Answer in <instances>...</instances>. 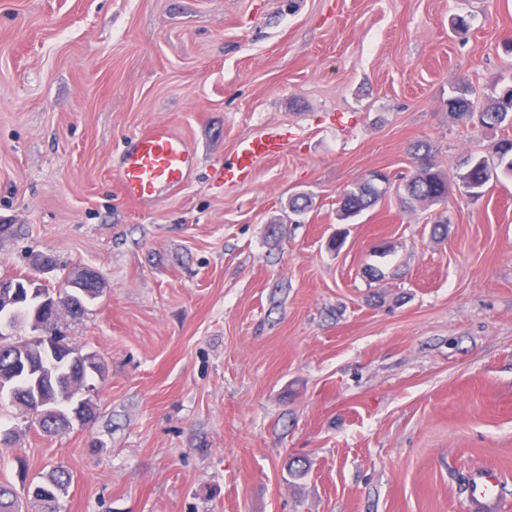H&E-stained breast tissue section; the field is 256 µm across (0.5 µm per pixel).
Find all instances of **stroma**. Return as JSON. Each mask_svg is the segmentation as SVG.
<instances>
[{"label": "stroma", "instance_id": "stroma-1", "mask_svg": "<svg viewBox=\"0 0 512 512\" xmlns=\"http://www.w3.org/2000/svg\"><path fill=\"white\" fill-rule=\"evenodd\" d=\"M508 32L512 0H0V279L98 270L60 326L106 368L86 426L0 405V481L65 467L60 512H470L487 467L512 512V175L399 192L411 144L453 176L507 135L448 97L512 86ZM158 123L199 166L139 206L110 169ZM274 130L281 155L217 181ZM373 171L391 189L342 218ZM473 94L474 89L466 80H462L454 94L448 97V111L459 119L470 117L473 114ZM85 270L86 269L82 271V275L84 276V278L81 281V284L83 287H86L87 289L82 290L77 285H75L74 282L78 281L77 279H75L73 282H66L65 285L61 286V288H69L70 290L67 299H62L60 294L61 289H59L56 292V296L58 294L59 306L67 309L69 314L73 317L82 315L86 309L87 302L98 298L103 291V279L101 275L95 287L92 288V286L95 284L99 277V272L89 268L87 269V271ZM55 297L52 296V298Z\"/></svg>", "mask_w": 512, "mask_h": 512}]
</instances>
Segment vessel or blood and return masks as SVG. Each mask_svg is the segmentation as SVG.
<instances>
[{"label": "vessel or blood", "mask_w": 512, "mask_h": 512, "mask_svg": "<svg viewBox=\"0 0 512 512\" xmlns=\"http://www.w3.org/2000/svg\"><path fill=\"white\" fill-rule=\"evenodd\" d=\"M282 146L283 136L279 133L244 139L234 161L221 168V180H243L260 159L278 154ZM196 167V155L187 141L170 127L159 124L127 140L113 179L125 198L145 206L157 202L163 193L185 186ZM498 486L495 472H472L467 485L472 512H493L499 498Z\"/></svg>", "instance_id": "vessel-or-blood-1"}]
</instances>
